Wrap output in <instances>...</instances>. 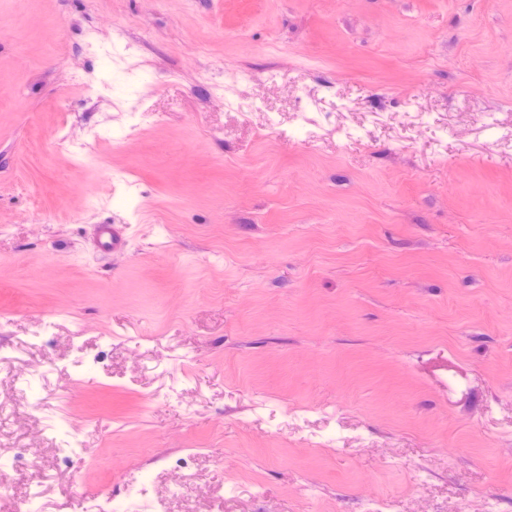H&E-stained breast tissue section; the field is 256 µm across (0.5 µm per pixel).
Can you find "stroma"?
<instances>
[{
    "label": "stroma",
    "mask_w": 512,
    "mask_h": 512,
    "mask_svg": "<svg viewBox=\"0 0 512 512\" xmlns=\"http://www.w3.org/2000/svg\"><path fill=\"white\" fill-rule=\"evenodd\" d=\"M0 337V512H512V0H0ZM96 241L100 250L105 254L116 253L125 246V238L115 224L97 225Z\"/></svg>",
    "instance_id": "1"
}]
</instances>
